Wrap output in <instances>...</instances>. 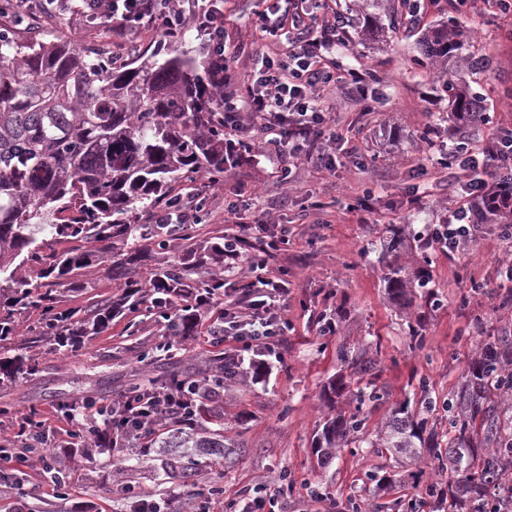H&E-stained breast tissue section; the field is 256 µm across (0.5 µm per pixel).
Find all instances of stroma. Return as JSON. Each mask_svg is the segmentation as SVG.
I'll use <instances>...</instances> for the list:
<instances>
[{
    "label": "stroma",
    "instance_id": "1",
    "mask_svg": "<svg viewBox=\"0 0 512 512\" xmlns=\"http://www.w3.org/2000/svg\"><path fill=\"white\" fill-rule=\"evenodd\" d=\"M362 0H333L331 7L344 21L347 39L334 58L342 72L379 75L370 84L377 103L366 106L348 86L328 93L343 142L328 145L340 153L350 144L363 157L364 169L340 167L328 172L296 162L292 181L282 184L276 167L253 148L242 164L223 182L207 176L176 183L174 193L198 196L203 201L200 224L188 239L160 248L157 238L144 236L141 244L150 257L136 270L135 279L145 293L139 305L123 308L107 328L85 339L74 351L58 349L51 338L38 337V310L15 314V329L7 347L23 341L36 361L35 375L0 385V404H10L11 418H0V437L18 439V424L29 409H36L49 434L41 448H17L16 459L0 469L21 470L22 483L0 481V512H135L143 496L168 503L171 512H224L241 488L257 485L278 488L275 512H366L375 503H397L398 512H434V499H420L410 484H395L377 491L372 472L400 475L422 469L425 483L447 481L431 458L413 461L387 449L345 448L329 463H321L313 441L331 410L351 411L348 400L327 408L323 388L340 375H349L339 349L357 353L379 346L382 399L363 410L365 432L375 436L392 407L409 402L419 411L422 397L443 402L457 392L468 362L480 339L475 323L488 333L512 330V310L496 307L502 282L499 267L512 263V247L488 233L462 255L444 257L422 249L418 237L424 225L438 221L448 201V172L429 166L459 136L480 142L498 127L512 128V10L500 11L473 0L459 14L460 29L482 64L469 77L489 124L458 125L448 120V95L442 83L448 67L422 57V37L428 28L448 18L446 0H428L415 23L400 31L369 38L362 31ZM265 0H227L224 11L228 38L239 44L237 74H244L248 57L261 49L253 24L265 10ZM45 38L96 48L101 54L126 62L151 53L161 35L139 30L119 35L84 19L55 12L37 19ZM424 184L426 196L413 204L408 189ZM372 190L377 198L371 213L351 211L356 197ZM255 199L293 230L287 252L269 262L270 274L287 272L290 292L284 313L291 329L279 356L269 359L261 377L246 376L220 396V414L226 437L244 442L232 464L205 459L190 485L164 479L155 456L95 447L87 442L71 448L72 426L58 404L76 397L101 403L118 399L133 383L149 384L152 377L202 364L232 342H218L214 329L224 312V296L200 312L195 333L182 337L152 307L148 292L155 265L187 263L195 275L207 278L223 272L224 263L207 248L222 242L234 225L224 221L225 203L236 196ZM403 228L410 247L406 262H428L431 282L419 289L412 307L401 309L383 288V265L376 243ZM79 288L59 286L53 293L62 309H80L92 302L119 303L123 282L113 280L108 260L96 259L83 272ZM329 319L334 333L321 334L319 322ZM424 325V344H417L410 328ZM56 456L68 475L65 486L49 482L42 469L46 456Z\"/></svg>",
    "mask_w": 512,
    "mask_h": 512
}]
</instances>
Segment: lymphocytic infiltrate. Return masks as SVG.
<instances>
[{"instance_id":"lymphocytic-infiltrate-1","label":"lymphocytic infiltrate","mask_w":512,"mask_h":512,"mask_svg":"<svg viewBox=\"0 0 512 512\" xmlns=\"http://www.w3.org/2000/svg\"><path fill=\"white\" fill-rule=\"evenodd\" d=\"M285 2L284 9L260 14L257 28L270 48L252 54L249 70L239 78L230 66L239 48L228 41L224 30V0H82L85 13L120 32L138 27L172 34L195 26L205 38L212 84L224 94L228 143L257 141L276 162L284 182L290 180L298 160L335 170V155L321 151L318 144L339 138L335 114L322 100L325 88L337 82L335 68L325 56L337 42L336 21L311 17L310 0ZM436 163L452 172L448 194L453 204L438 223L426 225L425 244L444 255L461 254L491 224L496 225L499 240L511 244L512 131L495 134L478 146L458 141ZM224 221L236 227L224 241L227 273H234L254 231L264 232L267 241L248 261L251 278L245 286L233 280L225 286L229 300L221 330L225 339L234 342L236 353L274 355L290 328L283 314L288 279L269 276L268 263L287 250L292 230L271 222L264 211L248 203L227 206ZM238 292L244 293V301H232V294ZM220 388L216 382L151 396L132 392L115 419L114 446L141 447L143 434L135 421L172 414L188 417L197 401L219 393Z\"/></svg>"}]
</instances>
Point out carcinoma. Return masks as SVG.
I'll return each mask as SVG.
<instances>
[{"label":"carcinoma","mask_w":512,"mask_h":512,"mask_svg":"<svg viewBox=\"0 0 512 512\" xmlns=\"http://www.w3.org/2000/svg\"><path fill=\"white\" fill-rule=\"evenodd\" d=\"M387 17L395 30L417 6L410 0H364ZM461 4L448 0L452 15L427 32L424 55L442 62L469 57L455 13ZM156 50L134 66H119L96 51L70 43L21 40L0 32V298L12 307L40 308L43 335L66 350L112 321V304L96 302L84 309L57 306L47 287L62 286L91 263L78 248L58 253L56 242L97 243L111 260L112 277L125 280L129 296L141 288L130 281L138 261L134 223L137 210L157 211L174 203L171 185L206 174L215 182L238 166L241 153L224 139V110L211 86L207 66L187 48V32L163 38ZM453 112L470 110L475 96L460 75L444 83ZM55 224L44 223L47 214ZM150 234L164 236V247L188 239L182 224H154ZM127 251L114 254V243ZM424 270L411 272L399 256L386 262L382 280L395 304L410 302L424 284ZM156 307L165 298L178 302L200 291L224 292V278L195 279L191 268L168 265L152 283ZM352 382H332L324 397L330 407L347 395L355 411L327 419L315 440V452L329 461L357 441L363 430L362 406L380 400L377 361H350ZM36 364L23 352L0 359V382L13 383L34 374ZM208 370L188 366L161 381L172 391L193 382L205 386ZM512 392V334L490 336L469 362L456 394L442 403L448 417L447 447H440L428 418L400 405L389 415L370 448L418 459L427 452L448 467L446 488L422 489L448 512H512V416L502 401ZM158 427H145L144 453L161 458L169 478L189 477L200 458L227 459L239 444L225 441L216 429H186L177 416Z\"/></svg>","instance_id":"carcinoma-1"}]
</instances>
